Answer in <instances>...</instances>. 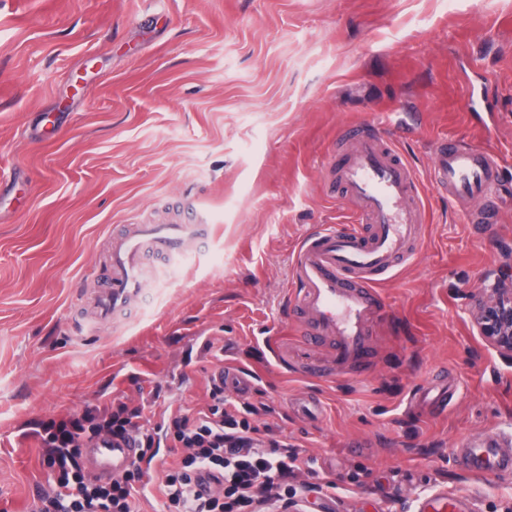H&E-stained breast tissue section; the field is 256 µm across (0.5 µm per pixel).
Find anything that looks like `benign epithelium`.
Wrapping results in <instances>:
<instances>
[{"instance_id":"1","label":"benign epithelium","mask_w":512,"mask_h":512,"mask_svg":"<svg viewBox=\"0 0 512 512\" xmlns=\"http://www.w3.org/2000/svg\"><path fill=\"white\" fill-rule=\"evenodd\" d=\"M478 334L501 356L512 360V273L500 272L474 296Z\"/></svg>"}]
</instances>
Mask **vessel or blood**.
Listing matches in <instances>:
<instances>
[{"mask_svg":"<svg viewBox=\"0 0 512 512\" xmlns=\"http://www.w3.org/2000/svg\"><path fill=\"white\" fill-rule=\"evenodd\" d=\"M432 155L430 181L437 190L469 198L496 193L501 160L493 149L448 137L435 142ZM329 169L355 205L353 220L299 245L292 262L300 285L295 309L304 345L331 341L336 372L359 377L370 361V329L385 309L378 286L412 256L422 234V202L414 170L375 122L345 128ZM201 231L198 224L126 225L107 255L108 276L93 302L97 320H111L147 288L145 248L180 257ZM464 454L475 473L512 471V453L502 449L468 448ZM136 458L132 443L109 437L84 450L88 471L102 479L122 474ZM469 506L468 498L438 489L419 497L415 512H467Z\"/></svg>","mask_w":512,"mask_h":512,"instance_id":"obj_1","label":"vessel or blood"}]
</instances>
